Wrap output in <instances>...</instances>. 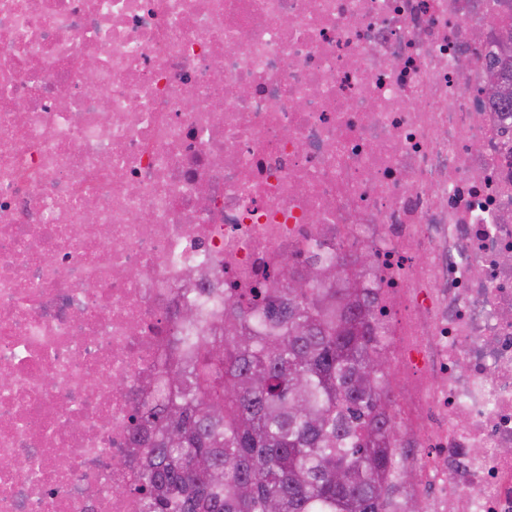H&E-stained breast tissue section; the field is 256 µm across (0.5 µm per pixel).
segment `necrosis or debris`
Listing matches in <instances>:
<instances>
[{
	"label": "necrosis or debris",
	"instance_id": "1",
	"mask_svg": "<svg viewBox=\"0 0 512 512\" xmlns=\"http://www.w3.org/2000/svg\"><path fill=\"white\" fill-rule=\"evenodd\" d=\"M510 25L512 0H0V512H139L128 418L183 289L328 256L389 329L401 498L512 512V113L483 94Z\"/></svg>",
	"mask_w": 512,
	"mask_h": 512
}]
</instances>
